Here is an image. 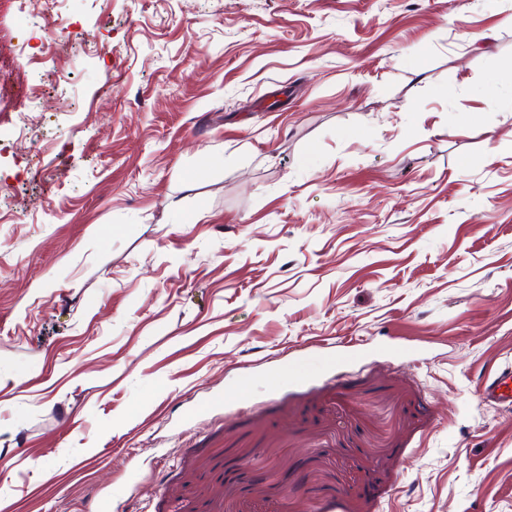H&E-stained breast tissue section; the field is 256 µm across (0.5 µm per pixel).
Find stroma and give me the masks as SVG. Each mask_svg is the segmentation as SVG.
<instances>
[{"label":"stroma","mask_w":512,"mask_h":512,"mask_svg":"<svg viewBox=\"0 0 512 512\" xmlns=\"http://www.w3.org/2000/svg\"><path fill=\"white\" fill-rule=\"evenodd\" d=\"M0 57V512H512V0H0ZM15 100H27L29 107H35L39 101V97L34 95L33 89L29 84H20L16 90H13L11 82H0V112L4 111L6 103H11ZM481 392L489 405L512 403V365L503 367L498 374L483 380Z\"/></svg>","instance_id":"obj_1"}]
</instances>
